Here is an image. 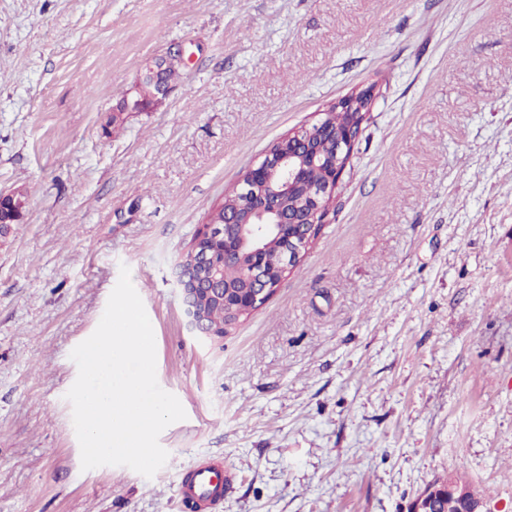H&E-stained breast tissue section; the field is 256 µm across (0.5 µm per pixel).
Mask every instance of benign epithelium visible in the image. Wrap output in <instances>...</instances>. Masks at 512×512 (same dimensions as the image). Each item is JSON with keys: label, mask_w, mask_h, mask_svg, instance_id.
<instances>
[{"label": "benign epithelium", "mask_w": 512, "mask_h": 512, "mask_svg": "<svg viewBox=\"0 0 512 512\" xmlns=\"http://www.w3.org/2000/svg\"><path fill=\"white\" fill-rule=\"evenodd\" d=\"M181 62V55L169 53L157 57L141 70L138 83L148 82L155 87L147 105L136 97L126 102V111L144 112L157 106L168 95L169 86L159 82L161 67ZM375 100V91L368 87L339 99L336 107L368 113ZM362 127L352 126L346 131H332V156H321L313 146L311 134L300 130L286 135L287 143L276 152H267L261 163L247 170L241 179L238 193L242 196L241 210L227 215L226 224L201 226L191 246L192 261L179 260L175 266L174 286L180 293L188 325L196 335L212 342L218 338L215 329L203 317L200 295L224 304L228 320L224 330L240 324V316L258 309L275 293L266 265L265 250L268 238L280 243V279L298 266L310 243L325 223L330 204L345 172L341 162L353 155ZM326 164L324 184L311 191L310 202L301 210L286 207L288 196L296 187L306 162ZM24 203L15 191H0V235L11 230V225L22 218ZM224 241V261H242L249 258L244 286L238 289L224 284L222 272L212 258L206 242ZM448 497L457 503L458 512H491L483 497L468 482L453 475L428 484L409 505V512H440V502Z\"/></svg>", "instance_id": "benign-epithelium-1"}]
</instances>
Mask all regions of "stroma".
<instances>
[{"instance_id":"1","label":"stroma","mask_w":512,"mask_h":512,"mask_svg":"<svg viewBox=\"0 0 512 512\" xmlns=\"http://www.w3.org/2000/svg\"><path fill=\"white\" fill-rule=\"evenodd\" d=\"M181 52L148 112L107 121ZM376 98L312 248L223 339L172 266L270 143ZM0 512H408L463 474L512 512V0H0ZM185 420L153 478L82 470L66 393L121 266ZM171 62H178L181 63V55L179 52L171 53L157 57L144 66V68L141 70L139 77L137 79L136 89L138 90L139 86L144 83L148 82L155 87V93L153 97L151 98L152 104L147 106V104L142 102V98L136 97L132 98L131 101L126 102V109L124 112H144L148 111L150 109H153L155 106H157L162 100L168 95L169 92V86L167 85L175 76L177 72V68L174 66L168 67L164 73H163V79L164 82L167 84H163L162 82H159L158 80V72L161 69V67L165 64H170ZM124 112L121 113H114L113 115H122ZM24 203L21 195L15 191H0V235H6L11 230V225L18 224L22 218ZM4 212L7 218L4 217ZM178 495L192 501L197 511L209 512L224 498V460L209 459L198 464L180 481Z\"/></svg>"}]
</instances>
